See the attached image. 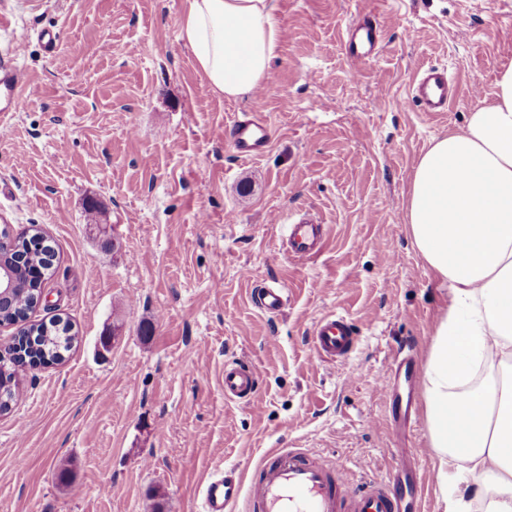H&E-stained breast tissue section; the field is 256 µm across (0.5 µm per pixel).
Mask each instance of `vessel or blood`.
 <instances>
[{
    "label": "vessel or blood",
    "mask_w": 512,
    "mask_h": 512,
    "mask_svg": "<svg viewBox=\"0 0 512 512\" xmlns=\"http://www.w3.org/2000/svg\"><path fill=\"white\" fill-rule=\"evenodd\" d=\"M382 40V28L372 18H364L346 30L343 47L355 60L375 52ZM24 76L11 62L0 61V112H18L23 107ZM459 91L449 80L446 69L429 67L419 72L408 102L419 111L441 115L455 102ZM237 154L249 158L265 151L270 130L261 104H254L250 116L234 121L227 128ZM327 243L325 225L303 216L285 225L280 238L282 250L294 260L320 255ZM256 306L267 313L280 312L288 301L286 288L270 286L254 294ZM356 333L345 316L330 313L321 317L313 329V351L324 362L348 356ZM421 367L414 361L392 355L380 378V389L389 392L393 372L412 379ZM257 387L255 372L244 362L224 363V395L239 402H251ZM400 512L392 476L353 479L345 470L330 464L324 456L303 448H276L263 456L249 476L235 469L212 475L202 486L199 512Z\"/></svg>",
    "instance_id": "obj_1"
}]
</instances>
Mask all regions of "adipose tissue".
Masks as SVG:
<instances>
[{"label": "adipose tissue", "instance_id": "ef3b65f1", "mask_svg": "<svg viewBox=\"0 0 512 512\" xmlns=\"http://www.w3.org/2000/svg\"><path fill=\"white\" fill-rule=\"evenodd\" d=\"M180 37L216 93L251 94L280 40L274 0H186ZM404 220L451 290L424 370L445 512H469L476 499L512 512V64L493 100L419 157Z\"/></svg>", "mask_w": 512, "mask_h": 512}]
</instances>
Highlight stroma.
Returning a JSON list of instances; mask_svg holds the SVG:
<instances>
[{
  "label": "stroma",
  "instance_id": "1",
  "mask_svg": "<svg viewBox=\"0 0 512 512\" xmlns=\"http://www.w3.org/2000/svg\"><path fill=\"white\" fill-rule=\"evenodd\" d=\"M6 2L0 57L20 46L34 92L0 115V225L44 230L55 260L30 320L78 341L27 370L0 415V512H197L210 475L272 448L355 476L400 471L403 512H444L422 381L398 388L420 417L407 431L377 380L389 353L425 363L448 307L404 201L419 156L512 63V0H275L271 138L250 159L224 130L253 99L209 86L179 37L184 0ZM364 15L383 43L355 61L342 43ZM428 65L460 87L441 116L403 103ZM307 211L328 246L299 262L278 239ZM278 285L287 305L262 312L254 292ZM331 312L357 333L333 364L312 350ZM228 358L256 371L252 406L225 399Z\"/></svg>",
  "mask_w": 512,
  "mask_h": 512
}]
</instances>
